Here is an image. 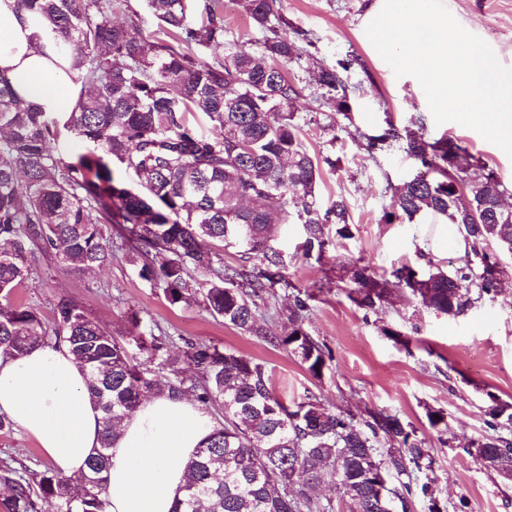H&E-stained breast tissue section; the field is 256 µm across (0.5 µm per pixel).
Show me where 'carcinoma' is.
I'll return each mask as SVG.
<instances>
[{"label": "carcinoma", "instance_id": "obj_1", "mask_svg": "<svg viewBox=\"0 0 512 512\" xmlns=\"http://www.w3.org/2000/svg\"><path fill=\"white\" fill-rule=\"evenodd\" d=\"M240 3L264 32L255 53L229 34L220 0H148L168 37L188 47L224 45L223 57L209 59L112 22V0H17L18 9L49 23L52 52L63 57L74 48L69 69L80 91L72 111L40 112L21 106L0 78V355L21 358L53 340L66 342L86 370L103 431L78 479L0 465V484L9 489L4 512H36L40 500L54 512H107L115 423L151 391L218 408V425L188 462L174 512H330L331 504L312 495L327 477L352 512H413L417 498L426 512H446L435 493L431 450L398 416L371 413L360 422L311 397L290 406L264 367L243 355L184 337L183 359L170 357L173 337L142 327L134 310L128 319L139 331L123 342L65 296L50 325L16 297L37 256L81 273L111 261L118 240L138 276L162 287L171 304L200 294L225 324L288 349L322 378L324 351L302 326L306 300L294 296L283 336L267 335L256 300L290 287L285 257L272 245V209L280 223L303 226V255L310 257L333 243L328 225L340 239L351 236L348 206L339 196L320 207V161L299 140L300 91L285 72L300 47L279 35L278 0ZM350 66L339 60L318 74L321 96L346 118L351 104L341 72ZM195 112L221 135L198 132L189 120ZM71 140L86 152L65 156ZM366 140L370 153L397 144L426 169L393 188L383 219L446 218L470 244L447 270L401 266L393 272L398 284L452 317L494 298L509 271L490 245L512 252V210L500 206L506 189L495 170L482 166L465 191L468 151L461 141L428 140L391 123ZM116 163L134 173L137 187L114 175ZM229 248L259 259L260 267L226 272ZM195 272L209 275L207 288L194 287ZM350 282L348 298L365 311L391 295L368 263L351 267ZM489 398L493 433L467 446L485 449L487 469L512 472V439L503 434L512 432V403Z\"/></svg>", "mask_w": 512, "mask_h": 512}]
</instances>
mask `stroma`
<instances>
[{"mask_svg": "<svg viewBox=\"0 0 512 512\" xmlns=\"http://www.w3.org/2000/svg\"><path fill=\"white\" fill-rule=\"evenodd\" d=\"M375 0H280L287 24L281 33L313 41L312 59L287 66L300 89L294 104L299 134L306 150L322 161L318 194L322 202L344 197L352 236L327 247L318 257H304L301 225L282 224L274 244L286 257L289 287L259 299L257 315L269 336L288 330V309L301 293L308 309L304 329L323 346L330 359L322 379H314L285 348H277L213 317L201 301L170 304L161 290L138 278L123 256L80 276L48 258L19 299L52 322L53 307L65 295L118 338L133 327L127 312L175 337L172 355H180L178 337L212 342L264 366L287 402L312 394L326 407L356 419L369 413L398 415L413 425L435 458L436 493L448 512H512V481L483 467L464 443L489 431L491 396L512 403V280L492 300L459 317L424 307L401 287H393L388 303L368 313L347 296L346 271L354 263L371 264L380 277L404 264L428 270L447 265L458 255L450 248L432 250L427 217L388 224L383 215L391 198L388 186L421 170L414 159L393 146L370 154L365 135L381 133L387 124L422 130L425 137L458 138L469 154L494 168L512 205V158L478 132L454 122L436 124L422 88L414 77H396L368 39L363 19ZM458 23L492 48L503 65L512 67V0H445ZM357 62L343 79L351 100L350 116L336 112L317 85L320 66L345 56ZM448 415L447 432L432 428L428 409ZM40 471L47 467L38 444L19 429L0 432V462Z\"/></svg>", "mask_w": 512, "mask_h": 512, "instance_id": "stroma-1", "label": "stroma"}]
</instances>
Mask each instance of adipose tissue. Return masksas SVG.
<instances>
[{
	"label": "adipose tissue",
	"instance_id": "ef3b65f1",
	"mask_svg": "<svg viewBox=\"0 0 512 512\" xmlns=\"http://www.w3.org/2000/svg\"><path fill=\"white\" fill-rule=\"evenodd\" d=\"M47 27L0 0V74L22 105L71 111L75 85L41 52ZM0 415L33 438L52 466L80 476L100 445L102 413L68 346L51 343L19 359L0 356ZM215 422L193 398L149 394L121 421L110 460L107 512H173L187 482L186 465Z\"/></svg>",
	"mask_w": 512,
	"mask_h": 512
}]
</instances>
